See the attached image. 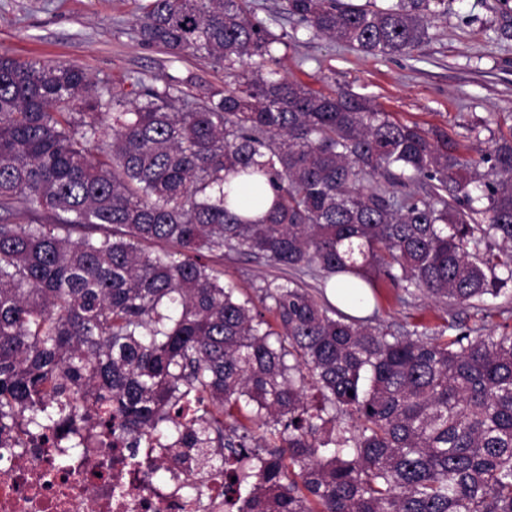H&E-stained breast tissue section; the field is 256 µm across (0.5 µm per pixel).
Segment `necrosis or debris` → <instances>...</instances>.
Returning <instances> with one entry per match:
<instances>
[{"label": "necrosis or debris", "instance_id": "1", "mask_svg": "<svg viewBox=\"0 0 512 512\" xmlns=\"http://www.w3.org/2000/svg\"><path fill=\"white\" fill-rule=\"evenodd\" d=\"M107 435L98 425L94 447L67 468L50 435L0 448V512H224L220 469L192 475L160 448L112 447Z\"/></svg>", "mask_w": 512, "mask_h": 512}]
</instances>
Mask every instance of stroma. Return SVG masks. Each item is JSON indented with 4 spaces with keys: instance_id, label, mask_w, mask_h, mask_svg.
<instances>
[{
    "instance_id": "stroma-1",
    "label": "stroma",
    "mask_w": 512,
    "mask_h": 512,
    "mask_svg": "<svg viewBox=\"0 0 512 512\" xmlns=\"http://www.w3.org/2000/svg\"><path fill=\"white\" fill-rule=\"evenodd\" d=\"M138 0H0V52L17 60L70 62L91 73L112 91L130 90L128 78L145 73L165 81L174 75L214 88L223 71L206 60L178 62L140 43L133 32ZM258 19L294 40L286 49L282 72L316 90L343 88L370 97L403 122L441 128L464 154L487 147L491 138L482 121L512 126V6L501 0H448L447 15L436 19L430 39L418 53L374 58L341 43L296 27L283 14V0H252ZM480 134H472L474 126ZM224 279L242 295L258 297L260 287L282 280L283 273L264 261L228 253ZM380 322L390 331L418 329L451 336L462 325L486 334L512 325V298L489 301L488 311L433 302L423 296L408 303L395 299L381 283Z\"/></svg>"
}]
</instances>
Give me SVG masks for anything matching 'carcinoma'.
<instances>
[{"mask_svg":"<svg viewBox=\"0 0 512 512\" xmlns=\"http://www.w3.org/2000/svg\"><path fill=\"white\" fill-rule=\"evenodd\" d=\"M284 11L390 58L448 3ZM134 32L208 60L224 88L188 105L185 82L140 74L127 101L76 65L0 53V433L106 413L131 448L220 462L224 512H512L509 326L373 324L381 280L401 303L508 296L512 130L474 160L445 130L290 81L288 33L249 0H141ZM268 189L264 217L245 216ZM226 251L292 272L261 288L275 323L224 284ZM338 274L373 315L302 281Z\"/></svg>","mask_w":512,"mask_h":512,"instance_id":"carcinoma-1","label":"carcinoma"}]
</instances>
